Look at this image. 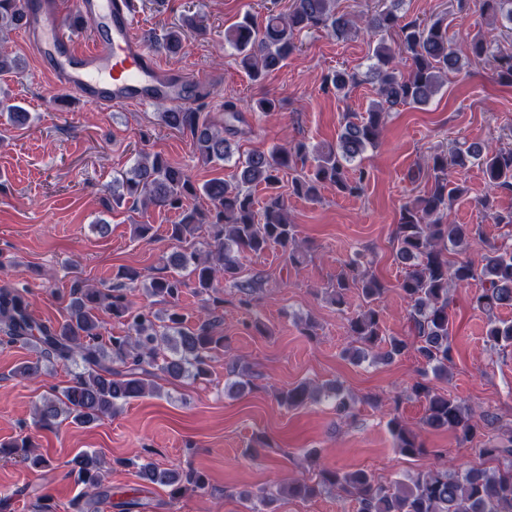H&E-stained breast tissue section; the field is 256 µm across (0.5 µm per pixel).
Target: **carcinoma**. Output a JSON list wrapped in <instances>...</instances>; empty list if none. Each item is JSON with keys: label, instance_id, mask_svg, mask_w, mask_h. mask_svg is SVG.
I'll use <instances>...</instances> for the list:
<instances>
[{"label": "carcinoma", "instance_id": "obj_1", "mask_svg": "<svg viewBox=\"0 0 512 512\" xmlns=\"http://www.w3.org/2000/svg\"><path fill=\"white\" fill-rule=\"evenodd\" d=\"M404 0L389 4L366 18L340 12L336 0H290L283 11H269L258 22L244 15L224 30V42L235 52L236 65L254 82L282 68L299 50L298 35L324 29L338 39H347L361 29L387 33L399 30L400 41L392 47L381 41L373 50V63L367 75L377 86V98L366 112L346 121L336 143L311 147L297 142L269 152H252L240 162L237 181L212 179L199 186L183 167L171 163L160 153L143 151L135 166L112 181V204L126 198L144 208H166L179 213V221L168 227L176 251L161 258L160 266L142 273L123 268L114 276L110 288H98L86 281L71 285L66 305L67 316L58 326L33 319L29 300L15 288H0V330L11 342H34L42 356L65 366L82 364L67 385L52 389L36 407L35 424L45 430L64 418L77 426H89L105 416L116 414L132 399L149 395L155 387L148 378L158 369L171 379H203L209 375V361L225 350L218 311L224 299L218 296L216 282L238 288V306L250 311L255 302L256 285L266 277H243L240 257L260 255L271 246L280 247L291 263L299 262L297 226L288 216L280 192V173L310 166L292 179V193L309 200L319 197L329 184L341 194L359 195L368 179L362 168L351 164L369 147L378 143L389 109L400 104L426 105L444 86L448 73L464 67L461 52L448 39V18L421 20L400 12ZM459 11L474 9L501 23L512 33V0H458ZM27 25L24 0H0V33ZM205 27L193 16L165 30L161 38L145 35L156 42L160 52L179 55L188 38L203 34ZM470 53L492 58L502 83L512 85V53L495 51L482 39L470 43ZM357 84V75L344 69L323 78V87L345 96ZM167 127L188 133L205 165L229 159L227 136L247 134L243 112L233 101L224 102V124L219 125L206 112L167 107L159 113ZM481 167L494 187L512 191V147H488L477 143H458L451 151H440L426 162L432 180L430 190L405 204L397 224L394 245L396 258L407 265L398 283L399 290L412 302L409 312L413 343L396 336H384L379 302L386 285L368 274L363 257L345 262L336 283L331 285V301L341 306L352 289L360 291L361 309L348 319V332L363 348H384L382 357L392 360L416 346L424 367L410 385L407 396L425 399L423 425L448 430L465 442H476L482 457L503 460L489 470L471 467L464 471L429 470L407 482L382 483L365 470L343 471L320 466L312 477L295 479L281 487L292 498L308 500L325 493L352 497L359 512H512V430L502 433L501 441L482 440L483 432L473 410L450 396L433 392L427 371L448 374L452 361L448 341V305L451 287L480 281L483 288L472 301L490 315L486 343L492 347L512 345V323L494 317V311L512 306V244L483 236L479 224H450L447 211L461 197L463 189L448 178V167ZM262 186L266 201L256 209L252 189ZM206 198L200 206L197 200ZM480 204L496 224L512 225V209L499 210L486 197ZM207 227L208 240L191 242L198 229ZM143 285L145 294L170 304L165 316L149 306H138L132 289ZM192 288L205 297L204 316L193 329L184 327L185 314L179 300L184 289ZM106 308L123 322L124 333L102 336L103 325L97 311ZM334 400L336 414L348 417L355 401L336 387L320 388L306 382L283 391L278 400L289 408H301L322 397ZM388 426L399 451L409 457L427 452L419 434L402 424L398 417ZM67 475L87 489L86 496L73 502L75 512H98L100 505L112 502V486L102 476L103 459L96 451H80L66 462ZM142 479L180 493L185 482L193 490L208 492L206 480L192 472L159 468L151 462L139 467Z\"/></svg>", "mask_w": 512, "mask_h": 512}]
</instances>
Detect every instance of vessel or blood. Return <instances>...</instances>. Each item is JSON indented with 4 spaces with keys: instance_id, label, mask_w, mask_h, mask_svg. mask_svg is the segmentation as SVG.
I'll list each match as a JSON object with an SVG mask.
<instances>
[{
    "instance_id": "b4317fda",
    "label": "vessel or blood",
    "mask_w": 512,
    "mask_h": 512,
    "mask_svg": "<svg viewBox=\"0 0 512 512\" xmlns=\"http://www.w3.org/2000/svg\"><path fill=\"white\" fill-rule=\"evenodd\" d=\"M24 39L58 86L104 107L145 106L164 99L194 106L205 83L163 68L134 35V0H75L79 15L99 19L90 46L64 32L57 0H27Z\"/></svg>"
}]
</instances>
